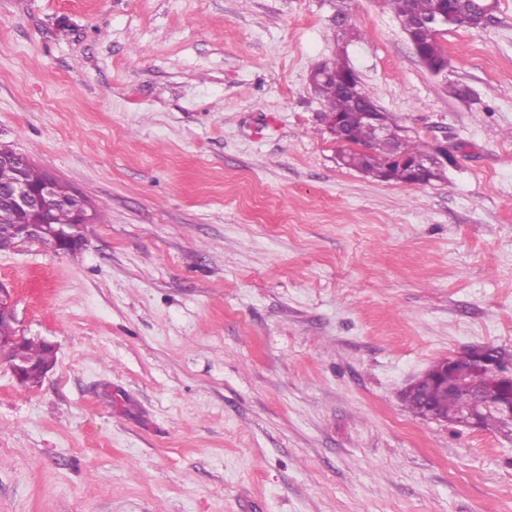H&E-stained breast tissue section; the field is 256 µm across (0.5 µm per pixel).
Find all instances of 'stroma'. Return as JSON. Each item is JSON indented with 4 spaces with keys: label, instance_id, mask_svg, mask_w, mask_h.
I'll return each instance as SVG.
<instances>
[{
    "label": "stroma",
    "instance_id": "1",
    "mask_svg": "<svg viewBox=\"0 0 512 512\" xmlns=\"http://www.w3.org/2000/svg\"><path fill=\"white\" fill-rule=\"evenodd\" d=\"M385 0H0V140L95 210L0 250V512H512V435L411 413L435 362H512V0L441 35ZM346 54L440 179L342 165ZM386 1L391 5L404 32L412 35L423 58L430 64H439L443 68L448 67L447 52L439 43L438 35L441 33L436 25L445 27L452 23V18H457L454 15H449L448 12L457 13L459 0H445L448 12L438 10L440 5L438 0ZM431 19L436 25L431 22ZM422 20L425 22L419 25ZM22 336L13 337L10 340V344L15 347V357L11 363V368L15 377L23 384L29 383L26 373L29 368L26 366V360L30 366L34 369H39L46 366L53 365V359L51 358V348L48 347L46 341L43 339H35L34 337H25L23 341V353L26 358L23 357L19 344Z\"/></svg>",
    "mask_w": 512,
    "mask_h": 512
}]
</instances>
